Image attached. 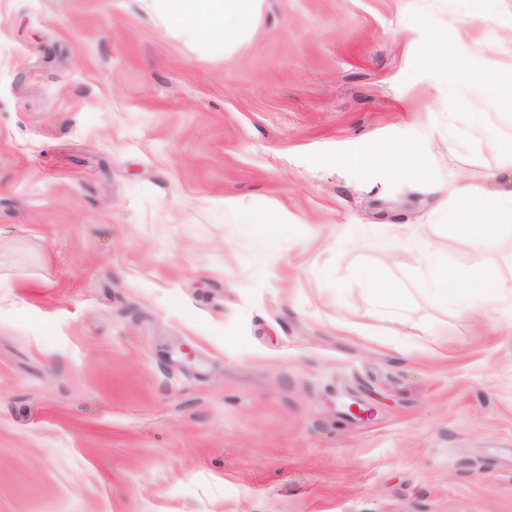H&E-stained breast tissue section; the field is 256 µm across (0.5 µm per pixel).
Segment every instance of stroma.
I'll use <instances>...</instances> for the list:
<instances>
[{
  "label": "stroma",
  "mask_w": 512,
  "mask_h": 512,
  "mask_svg": "<svg viewBox=\"0 0 512 512\" xmlns=\"http://www.w3.org/2000/svg\"><path fill=\"white\" fill-rule=\"evenodd\" d=\"M468 11L261 0L222 44L0 0V512H512V306L432 288L512 280V224L458 230L512 111L436 52L512 69V0ZM396 146L423 177L358 162ZM474 288H480L487 296L512 298V282L491 279L477 267L445 274L435 280L433 289L438 299L448 302V299H458Z\"/></svg>",
  "instance_id": "obj_1"
}]
</instances>
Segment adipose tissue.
Returning a JSON list of instances; mask_svg holds the SVG:
<instances>
[{
	"instance_id": "obj_1",
	"label": "adipose tissue",
	"mask_w": 512,
	"mask_h": 512,
	"mask_svg": "<svg viewBox=\"0 0 512 512\" xmlns=\"http://www.w3.org/2000/svg\"><path fill=\"white\" fill-rule=\"evenodd\" d=\"M147 8L168 31L188 40L204 37L223 38L253 19L259 0H144ZM472 78L487 87L488 93L474 104L484 112L499 104L512 105V72L489 67L472 71ZM481 289L486 295L512 297V282L494 280L473 267L446 274L434 282L438 299L462 297L467 291Z\"/></svg>"
}]
</instances>
